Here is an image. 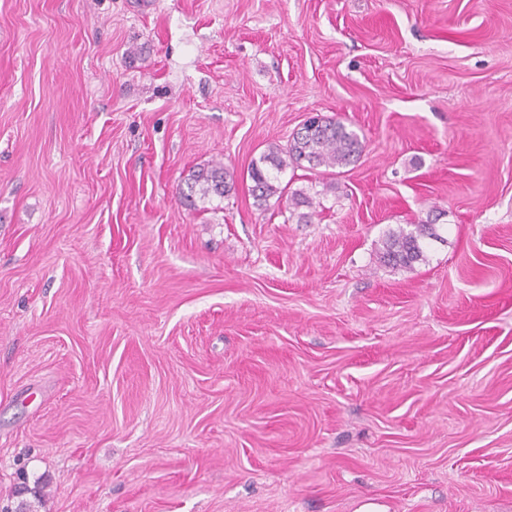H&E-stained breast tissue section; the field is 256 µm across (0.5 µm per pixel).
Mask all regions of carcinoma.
<instances>
[{
  "instance_id": "cac0c4a2",
  "label": "carcinoma",
  "mask_w": 512,
  "mask_h": 512,
  "mask_svg": "<svg viewBox=\"0 0 512 512\" xmlns=\"http://www.w3.org/2000/svg\"><path fill=\"white\" fill-rule=\"evenodd\" d=\"M362 151V142L355 131L333 118L316 116L299 128L286 146L271 143L259 159L252 161L248 171L251 195L261 206L274 197L282 198L288 186L281 185L273 171L280 172L290 164L300 166L305 162L310 170L343 167L357 161ZM230 178L232 175L220 162L199 166L187 175L189 194L185 199L190 202L196 194L203 199L222 198L231 191ZM426 238H439L436 225L429 220L414 225L411 230L402 227L392 230L382 241L380 261L396 269L410 270L424 260L422 240Z\"/></svg>"
}]
</instances>
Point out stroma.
<instances>
[{
    "label": "stroma",
    "instance_id": "35a3bbf8",
    "mask_svg": "<svg viewBox=\"0 0 512 512\" xmlns=\"http://www.w3.org/2000/svg\"><path fill=\"white\" fill-rule=\"evenodd\" d=\"M336 175L248 168L307 115ZM224 198L186 206L192 167ZM435 214L413 270L388 232ZM512 512V0H0V508ZM362 151V142L354 130L336 119L316 116L293 134L286 147L271 143L258 160L252 161L248 171L251 195L261 206L274 197L278 201L288 185L281 186L272 170L282 172L288 164L302 166V162L308 164L309 170L343 167L357 161ZM233 175L224 169L223 163H211L199 166L190 171L186 178V185L189 194L185 195L186 201L194 205L193 195L199 194L200 198L206 199L210 196L224 198L226 193L231 191ZM231 181V185L230 182Z\"/></svg>",
    "mask_w": 512,
    "mask_h": 512
}]
</instances>
